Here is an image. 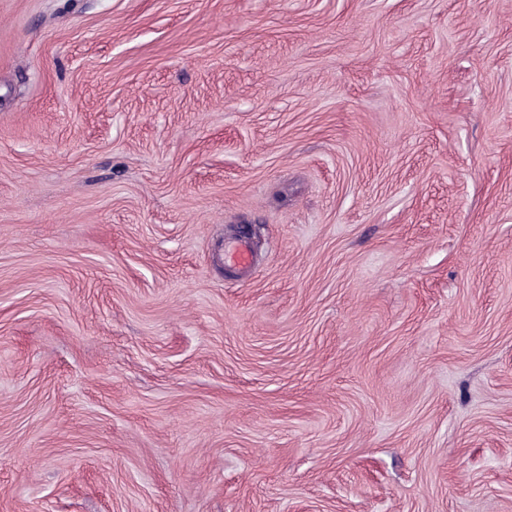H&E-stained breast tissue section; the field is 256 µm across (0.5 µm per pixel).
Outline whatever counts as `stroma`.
<instances>
[{
    "label": "stroma",
    "instance_id": "stroma-1",
    "mask_svg": "<svg viewBox=\"0 0 512 512\" xmlns=\"http://www.w3.org/2000/svg\"><path fill=\"white\" fill-rule=\"evenodd\" d=\"M0 512H512V0H0Z\"/></svg>",
    "mask_w": 512,
    "mask_h": 512
}]
</instances>
